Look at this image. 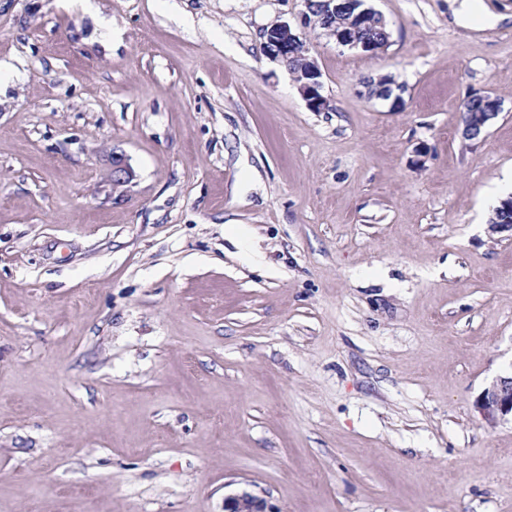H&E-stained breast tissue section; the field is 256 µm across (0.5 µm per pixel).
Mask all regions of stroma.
Wrapping results in <instances>:
<instances>
[{
	"mask_svg": "<svg viewBox=\"0 0 512 512\" xmlns=\"http://www.w3.org/2000/svg\"><path fill=\"white\" fill-rule=\"evenodd\" d=\"M368 2L313 112L304 0H0V512H512V0ZM353 1L355 3H358V7L354 10L355 14H353L349 18H346L350 15L349 13L351 12V7L345 6L346 13L342 15L341 18L335 17V24L328 26H325V24L322 22V16H315L309 10V2L304 1L306 10L302 14L301 22L304 26L314 27L318 23H320L321 27H326V35L330 39H332L335 42L336 46L339 48L348 49L353 46H356L358 42H366L368 44H371L372 47L365 43H361L360 47L362 49H368L365 52L371 54H378L386 47L385 45H387L389 42V24H387V21L385 20L384 17H379L376 12L369 11L371 13V17L368 20L367 24L364 25L367 13H365V11L357 12L363 8L362 1L364 0ZM382 19L384 20V23L381 22ZM362 25L364 26L361 27ZM358 28H360V30L358 31L357 35ZM356 37L358 39V42L356 40ZM264 41L261 44L263 55L278 64L283 65L292 53L294 46L302 43L301 57L305 59L308 68L309 80L298 85V91L305 100L307 107L313 112H323L329 108V101L322 94V73L315 57L311 54L312 46L308 42L298 41L303 39V34L292 27L288 22L273 24L263 33ZM281 64V65H280ZM484 97L483 96H473L471 99L469 105L467 102L463 103V107H466V109H462V121H466L467 119H470V117L467 116L465 112H479L484 113L482 122L477 124V126L470 124L468 122L463 123V129L462 133L463 135L469 139V140H477L479 139L486 131L487 127L492 123V121L498 116V105L495 101L494 105L491 107V111L487 112V106L483 104ZM483 127L484 130H483ZM477 405L488 420H512V371L509 375L499 376L482 391ZM224 512H277L267 500L244 491L224 498Z\"/></svg>",
	"mask_w": 512,
	"mask_h": 512,
	"instance_id": "35a3bbf8",
	"label": "stroma"
}]
</instances>
